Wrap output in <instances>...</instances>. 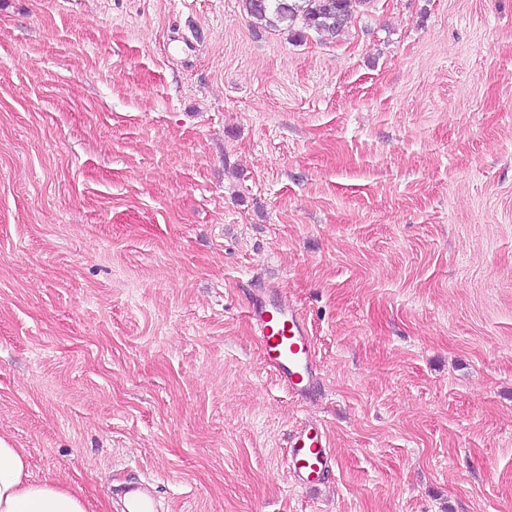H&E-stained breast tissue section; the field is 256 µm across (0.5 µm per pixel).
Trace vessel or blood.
I'll use <instances>...</instances> for the list:
<instances>
[{"instance_id":"b4317fda","label":"vessel or blood","mask_w":512,"mask_h":512,"mask_svg":"<svg viewBox=\"0 0 512 512\" xmlns=\"http://www.w3.org/2000/svg\"><path fill=\"white\" fill-rule=\"evenodd\" d=\"M248 315L260 340L262 357L279 383L294 397L311 398L317 358L303 315L278 291L255 295L248 304ZM330 459L322 427L308 425L291 436L288 460L297 483L317 484ZM123 509L124 512H156V505L147 491L133 487L124 497Z\"/></svg>"}]
</instances>
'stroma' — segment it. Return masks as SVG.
Listing matches in <instances>:
<instances>
[{"label": "stroma", "instance_id": "1", "mask_svg": "<svg viewBox=\"0 0 512 512\" xmlns=\"http://www.w3.org/2000/svg\"><path fill=\"white\" fill-rule=\"evenodd\" d=\"M272 286L312 401L261 358ZM0 437L88 512H512V0H373L333 41L0 0ZM255 295L248 315L260 340L264 361L294 397L309 399L314 393L317 358L303 315L277 288ZM322 427L308 425L297 430L289 441L290 472L298 484L315 485L328 468L331 456ZM157 509L152 497L141 487L130 488L124 497L125 512H155Z\"/></svg>", "mask_w": 512, "mask_h": 512}]
</instances>
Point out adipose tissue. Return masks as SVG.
I'll return each mask as SVG.
<instances>
[{"mask_svg": "<svg viewBox=\"0 0 512 512\" xmlns=\"http://www.w3.org/2000/svg\"><path fill=\"white\" fill-rule=\"evenodd\" d=\"M0 512H86V505L58 483L31 480L26 452L0 438Z\"/></svg>", "mask_w": 512, "mask_h": 512, "instance_id": "1", "label": "adipose tissue"}]
</instances>
